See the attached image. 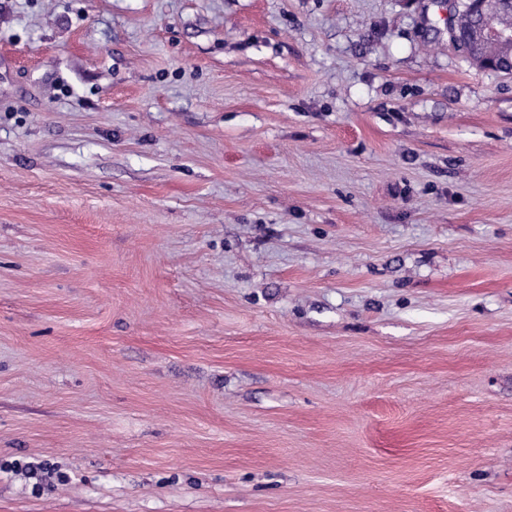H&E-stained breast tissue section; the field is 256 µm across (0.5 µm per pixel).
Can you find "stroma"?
I'll return each mask as SVG.
<instances>
[{"label": "stroma", "mask_w": 512, "mask_h": 512, "mask_svg": "<svg viewBox=\"0 0 512 512\" xmlns=\"http://www.w3.org/2000/svg\"><path fill=\"white\" fill-rule=\"evenodd\" d=\"M451 3L0 0V512H512Z\"/></svg>", "instance_id": "stroma-1"}]
</instances>
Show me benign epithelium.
<instances>
[{
	"label": "benign epithelium",
	"mask_w": 512,
	"mask_h": 512,
	"mask_svg": "<svg viewBox=\"0 0 512 512\" xmlns=\"http://www.w3.org/2000/svg\"><path fill=\"white\" fill-rule=\"evenodd\" d=\"M471 39L459 44L479 66L493 70L499 58L512 62V0H469Z\"/></svg>",
	"instance_id": "benign-epithelium-1"
}]
</instances>
